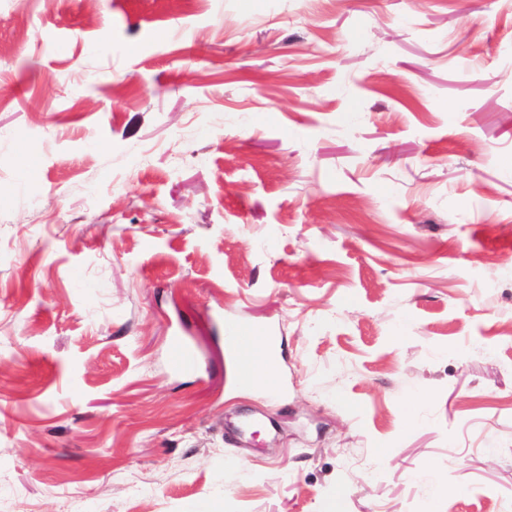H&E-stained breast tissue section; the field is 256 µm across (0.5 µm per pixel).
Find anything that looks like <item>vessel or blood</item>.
<instances>
[{
    "label": "vessel or blood",
    "instance_id": "b4317fda",
    "mask_svg": "<svg viewBox=\"0 0 512 512\" xmlns=\"http://www.w3.org/2000/svg\"><path fill=\"white\" fill-rule=\"evenodd\" d=\"M224 335L240 360L238 386L244 389L266 386L279 390L278 366L274 359L276 337L237 321L225 322ZM172 361L175 368L184 374L194 373L199 366L196 353L178 341L173 344Z\"/></svg>",
    "mask_w": 512,
    "mask_h": 512
}]
</instances>
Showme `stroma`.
Instances as JSON below:
<instances>
[{
    "label": "stroma",
    "mask_w": 512,
    "mask_h": 512,
    "mask_svg": "<svg viewBox=\"0 0 512 512\" xmlns=\"http://www.w3.org/2000/svg\"><path fill=\"white\" fill-rule=\"evenodd\" d=\"M214 500L512 512V0H0V512ZM224 335L241 360L237 385L244 389L266 386L274 392L279 390L278 366L274 359L276 336L237 321L224 323ZM174 367L181 373H194L199 366V360L194 351L184 346L180 338H175L172 349Z\"/></svg>",
    "instance_id": "1"
}]
</instances>
